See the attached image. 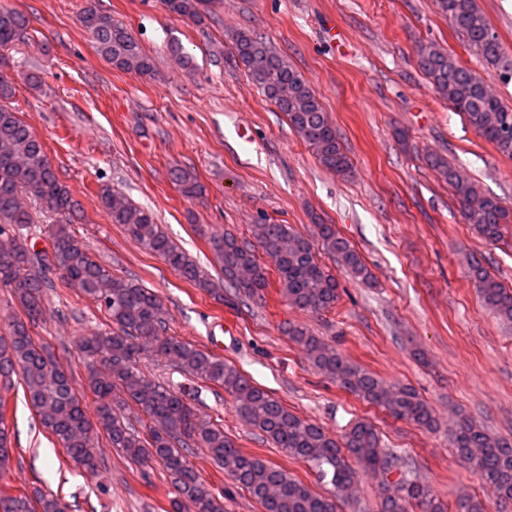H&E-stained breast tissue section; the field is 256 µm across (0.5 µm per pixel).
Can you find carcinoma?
Here are the masks:
<instances>
[{
  "instance_id": "1",
  "label": "carcinoma",
  "mask_w": 512,
  "mask_h": 512,
  "mask_svg": "<svg viewBox=\"0 0 512 512\" xmlns=\"http://www.w3.org/2000/svg\"><path fill=\"white\" fill-rule=\"evenodd\" d=\"M449 22L463 31L479 53L499 65L502 77L512 81V58L505 55L475 0H438ZM206 0H164L169 13L197 22L203 19ZM93 15L97 26L90 30L99 54L113 67L151 78L155 65L137 38L112 16L91 2L82 15ZM26 19L0 5V47L24 36ZM238 60L253 83L286 114L290 127L311 147L319 162L341 175L351 169L335 130L312 87L286 57L262 36L240 31L235 36ZM419 66L430 83L462 113L468 124L497 150L512 157V108L497 97H488L483 83L447 54L428 47ZM14 87L0 77V236L11 246L0 250V283L13 288L24 316L3 319L0 336V384L14 386L12 376L21 374L23 398L34 410L41 427L64 448L69 461L93 476L98 454L95 438L102 434L110 447L142 467H161L168 475L180 512H224V496L214 492L199 475L189 456L203 449L263 512H337L338 503L349 497L357 468L398 473L381 512H448V504L420 484L402 455L380 447L375 428L366 421L351 423L336 438L314 421L293 413L265 389L250 381L234 364L196 345L167 335L166 311L160 298L142 283L119 277L94 260L87 249L59 224L51 251H30L20 239L32 223L22 202L27 196L44 209L63 216L75 207L47 156L42 141L11 106ZM430 165L454 188L467 223L487 242L496 243L512 225V209L479 192L440 156ZM182 193L193 198L203 194L197 176L182 168L172 170ZM100 203L112 223L145 251L160 257L186 281L211 290L206 274L156 224L151 211L135 206L122 195L107 191ZM314 236L323 250L352 276L371 279L359 252L333 224H313ZM255 243L232 234L213 235L210 248L224 271V283L234 296L252 297L270 286L267 268L256 250L277 256L274 272L280 295L294 308L320 314L336 306L340 284L317 258L312 242L286 224H255ZM479 297L501 321L512 325V290L490 277L478 262L471 264ZM104 307L108 328L82 338L78 347L98 364L88 380L95 418L87 413L86 397L72 385V371L64 367L50 346L33 335L45 307L51 276ZM288 337L305 352L311 366L325 378L360 400L396 419L433 430L437 419L430 405L411 387L390 385L327 345L306 326L290 323ZM152 352L165 358L177 373L200 388L219 387L231 396L238 416L288 457L307 462L327 481L334 494L326 496L295 478L288 470L237 448L224 435L220 420L202 417L187 395L173 385L155 380L140 367L143 355ZM6 402L0 399V475L13 457L12 434L5 417ZM136 410L147 419L139 432L125 410ZM452 447L460 464L496 493L501 512L512 509V438L493 435L468 418L457 421ZM69 505L57 494L38 490L15 491L0 486V512H68ZM455 512H487L485 503L464 494Z\"/></svg>"
}]
</instances>
